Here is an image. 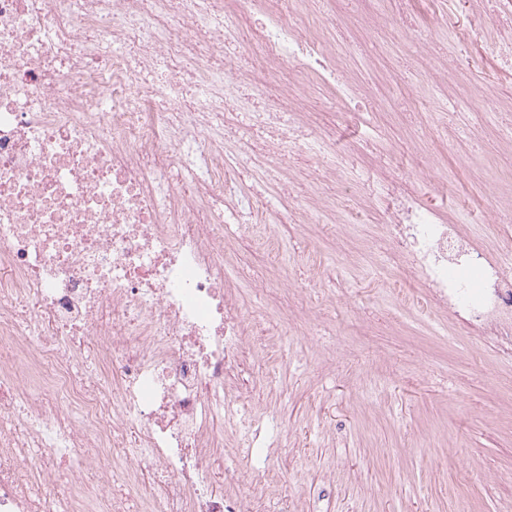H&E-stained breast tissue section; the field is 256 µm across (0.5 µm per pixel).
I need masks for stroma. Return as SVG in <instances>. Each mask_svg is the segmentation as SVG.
Masks as SVG:
<instances>
[{
	"instance_id": "35a3bbf8",
	"label": "stroma",
	"mask_w": 512,
	"mask_h": 512,
	"mask_svg": "<svg viewBox=\"0 0 512 512\" xmlns=\"http://www.w3.org/2000/svg\"><path fill=\"white\" fill-rule=\"evenodd\" d=\"M324 34L343 54L337 77L377 96L354 122L327 100L309 122L356 145L361 177L393 147L397 178L432 172L416 190L463 233L496 248L512 223V62L493 45L512 33L497 0H322ZM454 88L453 103L439 92ZM380 224L335 232L294 224L276 256L287 279L324 267L314 316L294 320L287 355L266 383L281 394L260 420L262 450L230 433L223 468L251 491L269 468L308 512H512V359L423 306L411 269L377 252Z\"/></svg>"
}]
</instances>
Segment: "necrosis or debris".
I'll return each mask as SVG.
<instances>
[{"label": "necrosis or debris", "instance_id": "obj_1", "mask_svg": "<svg viewBox=\"0 0 512 512\" xmlns=\"http://www.w3.org/2000/svg\"><path fill=\"white\" fill-rule=\"evenodd\" d=\"M282 0H0V512H257L211 478L224 417L254 398L237 377L264 330L244 314L225 257L282 248L280 225L336 221V169L308 174L302 208L254 198L243 172L269 156H322L299 117L315 95L372 101L330 80L341 55ZM252 59L236 88L276 75V111L224 95V16ZM263 130L248 157L226 130ZM384 202L377 249L437 305L512 357V239L486 252L409 192ZM480 269L471 291L449 270ZM288 340L289 294L251 285ZM94 357H87V350Z\"/></svg>", "mask_w": 512, "mask_h": 512}]
</instances>
